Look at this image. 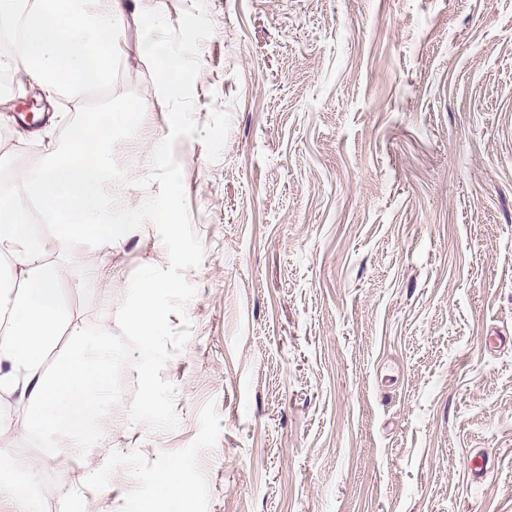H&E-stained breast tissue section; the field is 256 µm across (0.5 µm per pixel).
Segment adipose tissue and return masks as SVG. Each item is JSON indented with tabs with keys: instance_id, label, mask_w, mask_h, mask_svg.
Masks as SVG:
<instances>
[{
	"instance_id": "adipose-tissue-1",
	"label": "adipose tissue",
	"mask_w": 512,
	"mask_h": 512,
	"mask_svg": "<svg viewBox=\"0 0 512 512\" xmlns=\"http://www.w3.org/2000/svg\"><path fill=\"white\" fill-rule=\"evenodd\" d=\"M126 23L123 0H0V32L13 43L0 72L38 79L46 94L107 84L116 37ZM148 103L108 108L59 142L34 170L16 172L0 192V393L18 395L17 415L0 434L19 430L43 441L39 470L58 449L83 450L105 393L114 349L71 328L60 300L63 268L47 259L27 219L36 206L72 236L124 237L132 213L114 208L112 127H132ZM69 341H62V333Z\"/></svg>"
}]
</instances>
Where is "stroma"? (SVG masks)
I'll return each instance as SVG.
<instances>
[{
    "label": "stroma",
    "mask_w": 512,
    "mask_h": 512,
    "mask_svg": "<svg viewBox=\"0 0 512 512\" xmlns=\"http://www.w3.org/2000/svg\"><path fill=\"white\" fill-rule=\"evenodd\" d=\"M128 3L111 84L44 102L67 122L23 124L0 85V173L142 99L115 158L149 173L170 124ZM207 14L194 117L232 122L217 161L200 140L175 147L205 247L185 273L196 296L169 317L191 324L162 372L180 424L132 425L118 405L100 447L35 474L41 442L14 432L6 482L40 512H172L175 498L184 512H512V0H207ZM35 229L82 328L119 334L134 271L168 265L150 224L115 242ZM481 452L493 464L476 479ZM173 461L171 498L155 477Z\"/></svg>",
    "instance_id": "obj_1"
}]
</instances>
